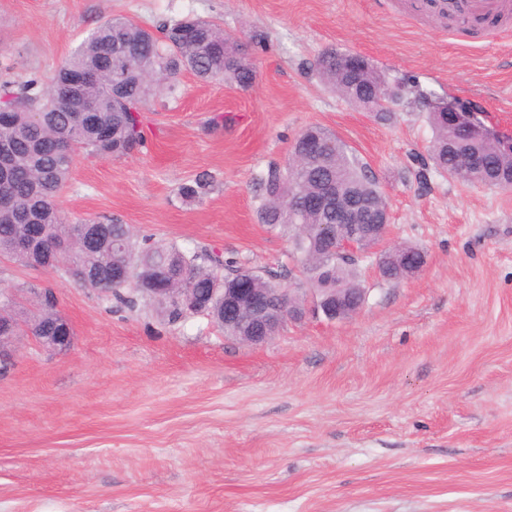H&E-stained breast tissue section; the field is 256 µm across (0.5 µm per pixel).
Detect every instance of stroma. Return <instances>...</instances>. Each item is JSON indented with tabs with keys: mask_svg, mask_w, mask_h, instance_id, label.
<instances>
[{
	"mask_svg": "<svg viewBox=\"0 0 512 512\" xmlns=\"http://www.w3.org/2000/svg\"><path fill=\"white\" fill-rule=\"evenodd\" d=\"M188 14L236 36L256 81L182 73L179 96L157 92L142 114L145 148L77 157L65 218L114 217L257 270L288 264L287 236L257 221L252 177L317 124L385 192L389 241L426 263L397 284L363 269L352 319L248 345L206 317L170 324L0 261L18 308L30 287L54 288L75 336L64 352L22 341L0 376V512H512V190L435 171L419 182L425 109L377 121L313 67L330 47L359 53L512 134V12L489 28L419 0H0V75H51L113 17L155 30ZM204 171L212 193L183 203L180 184Z\"/></svg>",
	"mask_w": 512,
	"mask_h": 512,
	"instance_id": "1",
	"label": "stroma"
}]
</instances>
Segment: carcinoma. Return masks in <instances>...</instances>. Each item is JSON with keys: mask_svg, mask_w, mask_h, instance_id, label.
<instances>
[{"mask_svg": "<svg viewBox=\"0 0 512 512\" xmlns=\"http://www.w3.org/2000/svg\"><path fill=\"white\" fill-rule=\"evenodd\" d=\"M161 35L122 17H115L90 32L46 80H0V143L9 145V180L0 181V255L26 267L63 262L64 274L74 284L97 290L107 288L118 307L134 308L142 288H238L239 272L250 271L253 288H276L285 273L273 267L250 270L238 258L215 249L184 251L175 244H138L129 225L118 219L70 224L56 205L66 186L75 158H122L146 146L140 112L153 93L164 87L173 94L176 78L191 72L203 82L221 81L246 89L252 73L236 56L233 36L214 21L187 15L160 28ZM341 51L329 48L317 57L315 68L334 91L350 104L370 110L388 83L377 70L352 81L336 70ZM91 73L87 96L95 112H79L63 95L78 74ZM433 130L429 159L434 169L451 179L468 180L470 160L481 164L489 188L512 189V159L500 155L486 141H454L447 114L428 111ZM306 136L318 137L326 148L319 158H303L298 167L270 166L254 174L259 199L257 216L271 230L288 232L292 255L302 264L309 288H360L357 262L338 268L319 244L326 225L336 223L331 212L298 209L299 196L337 183L347 196L365 199L378 214L388 202L366 166L328 129L312 125L294 140L291 154L301 152ZM211 189L208 174L182 183L178 194L185 202L202 200ZM40 224L37 245L24 243L27 225ZM424 252L412 245L382 255L384 273L394 282L410 279L424 263ZM35 310L23 323L41 336L62 332L51 299L34 294Z\"/></svg>", "mask_w": 512, "mask_h": 512, "instance_id": "obj_1", "label": "carcinoma"}]
</instances>
